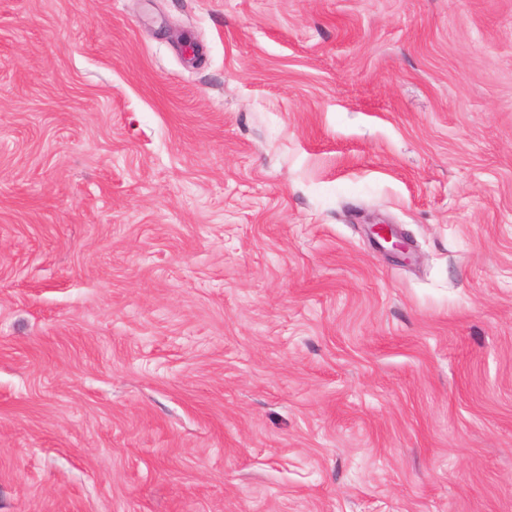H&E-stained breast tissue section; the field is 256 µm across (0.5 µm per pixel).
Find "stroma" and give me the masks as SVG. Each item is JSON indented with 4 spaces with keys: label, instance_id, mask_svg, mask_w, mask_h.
<instances>
[{
    "label": "stroma",
    "instance_id": "obj_1",
    "mask_svg": "<svg viewBox=\"0 0 512 512\" xmlns=\"http://www.w3.org/2000/svg\"><path fill=\"white\" fill-rule=\"evenodd\" d=\"M0 512H512V0H0Z\"/></svg>",
    "mask_w": 512,
    "mask_h": 512
}]
</instances>
